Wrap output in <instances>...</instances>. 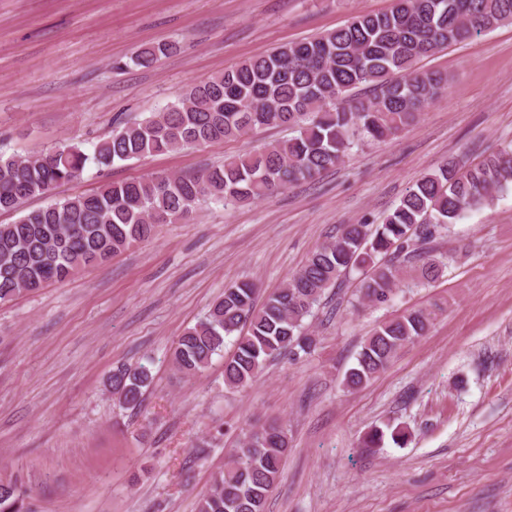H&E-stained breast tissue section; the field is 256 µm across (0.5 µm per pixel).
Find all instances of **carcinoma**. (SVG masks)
Here are the masks:
<instances>
[{
    "mask_svg": "<svg viewBox=\"0 0 512 512\" xmlns=\"http://www.w3.org/2000/svg\"><path fill=\"white\" fill-rule=\"evenodd\" d=\"M504 22H512V0H392L384 12L358 13L341 27L224 69L161 111L113 129L91 156L76 144L29 156L0 155V211H15L31 197L50 196L80 180L90 160L108 167L268 126L294 130L284 141L193 176L107 182L0 224V304L107 262L152 239L160 225L187 219L203 201L228 206L269 198L341 165L359 142L397 136L448 88V75L421 71L417 63ZM172 49L167 43L145 45L133 62L149 67ZM511 186L512 144L467 168L453 160L439 164L378 222L340 225L262 307L254 304L253 284L224 288L204 318L174 342L173 366L197 374L230 340L224 387L240 389L269 360L310 353L306 319L342 277L360 272V300L374 305L391 301L411 272L422 284L438 280L444 260L425 245L465 213L492 206ZM445 309L436 300L378 324L343 386L368 385L402 348L426 335ZM152 381L148 366L121 363L112 369L108 388L121 408L136 411ZM287 451V432L279 425L244 434L210 488L199 494L197 512H266ZM27 499L17 482L0 479V512H33Z\"/></svg>",
    "mask_w": 512,
    "mask_h": 512,
    "instance_id": "cac0c4a2",
    "label": "carcinoma"
}]
</instances>
